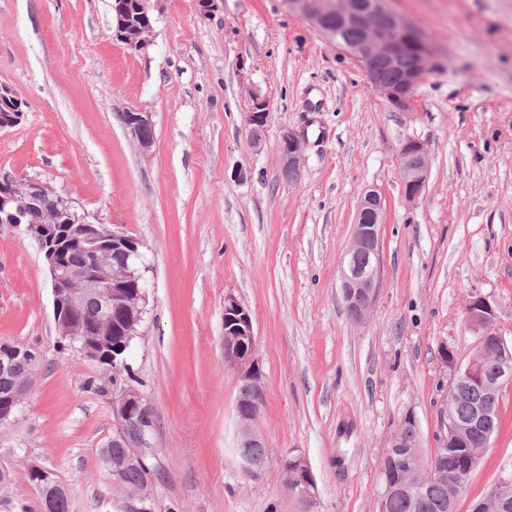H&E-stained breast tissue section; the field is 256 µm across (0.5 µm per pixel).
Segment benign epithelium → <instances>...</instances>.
Returning <instances> with one entry per match:
<instances>
[{
    "instance_id": "obj_1",
    "label": "benign epithelium",
    "mask_w": 512,
    "mask_h": 512,
    "mask_svg": "<svg viewBox=\"0 0 512 512\" xmlns=\"http://www.w3.org/2000/svg\"><path fill=\"white\" fill-rule=\"evenodd\" d=\"M288 9L311 23L342 51L352 55L366 72L374 89L400 112H408L414 93L432 61L431 43L424 31L405 18L387 11L380 0H285ZM146 9L143 0H113V34L117 40L136 52L147 49L153 26L135 22L137 11ZM336 14L337 26L328 24V12ZM386 16V26L379 28L369 22L374 13ZM356 26L362 30L360 39L345 42L338 39L342 28ZM418 48V63L413 67L402 65L404 43ZM388 60L397 72V80L390 84L379 79L374 68L376 58ZM28 108L27 100L9 85H0V131L18 125ZM269 112L266 99L256 96L248 116L249 137L252 143L260 141V133ZM124 124L131 138L147 150L153 137L146 131L153 128L146 112H127ZM283 168L293 180L299 172L302 142L290 130L280 140ZM430 156L424 143L416 139L405 141L400 150L399 171L402 192L406 200H415L422 191L430 171ZM52 203V221L38 228L27 226L26 231L43 254L52 288L53 316L58 335L70 340L74 350L85 357H99L112 363V370H123L127 340L139 335V328L147 313L149 296L144 270L137 266L141 258L140 243L125 234L107 227H96L86 213L77 214L71 199L50 186L9 173H0V222L26 223L33 207ZM383 200L376 190L368 191L361 200L356 222L352 227L351 243L340 259L341 290L350 316L356 322L369 314L380 288L381 243L380 231ZM82 239L92 261L81 267L70 266L63 257L64 244L69 238ZM118 252L123 261L115 265L109 253ZM99 300L100 311L93 319L83 316L81 305L89 297ZM493 311L481 296H472L465 306V323L476 335L472 355L465 361L441 346L439 358L448 374V402L441 418V432L436 447L463 445L469 448L466 465L453 472L436 465L435 457L424 459L422 448L409 444L405 424L392 435L381 460L388 459L397 448L405 449L409 462L405 483L388 482L379 499V512H385L390 499L409 490L419 493L428 485L451 486L461 492L476 467L483 451L496 433L492 417L483 407L473 405L466 421L458 420L452 405L459 385L467 383L486 393H497L512 385V347L491 329ZM116 336L112 350L99 348L100 338ZM224 362L242 369L237 399L239 439L256 447H265L263 436L256 429L258 404L264 402L262 375L256 367L253 354L255 335L249 311L232 295L224 297ZM28 355L31 363L40 362L39 352L20 344L0 342V371L8 372L10 358ZM31 385L18 384V391L0 404V423L15 417L25 402ZM148 402L134 387L121 390L112 397V413L119 421L120 430L113 440L126 448L124 456L112 460L110 475L117 478L129 464H139L147 458L151 448L153 419L146 413ZM137 420L139 430L135 438H128L124 429ZM288 492L300 504L301 512H316L317 486L306 458L291 453L282 463ZM473 512H512V475L499 476Z\"/></svg>"
}]
</instances>
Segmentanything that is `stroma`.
Wrapping results in <instances>:
<instances>
[{"label":"stroma","instance_id":"35a3bbf8","mask_svg":"<svg viewBox=\"0 0 512 512\" xmlns=\"http://www.w3.org/2000/svg\"><path fill=\"white\" fill-rule=\"evenodd\" d=\"M110 0H0V83L29 103L0 132V172L39 180L78 212L136 238L149 270L129 373L57 347L51 284L24 226L0 224V340L42 363L16 419L0 424V512L32 501L31 467L66 488L70 512H130L100 450L119 429L112 395L142 392L156 429L151 512H300L280 460L303 454L318 512H378L380 458L406 415L432 454L446 402L439 348L468 358L464 306L484 297L512 345V0H385L422 25L430 69L410 111L393 110L360 65L283 0H147L154 30L135 52L112 33ZM269 103L259 144L247 117ZM151 116L141 150L124 113ZM303 135L295 181L279 151ZM423 142L425 187L406 201L401 145ZM384 201L381 288L352 320L339 260L365 189ZM249 311L268 461L242 473L225 365L224 297ZM105 384L106 393L89 389ZM455 512L512 472V386Z\"/></svg>","mask_w":512,"mask_h":512}]
</instances>
